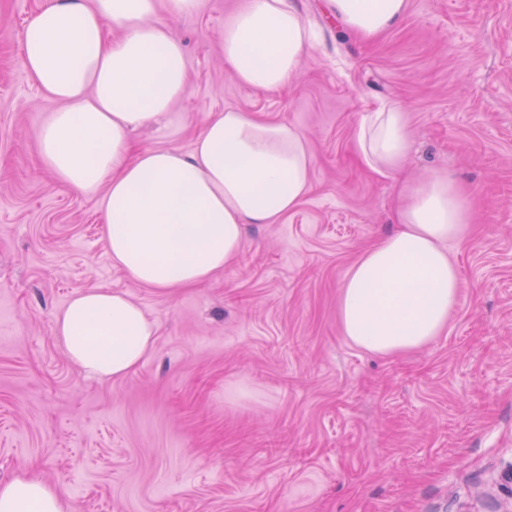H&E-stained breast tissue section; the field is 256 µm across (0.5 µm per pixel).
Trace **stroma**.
I'll list each match as a JSON object with an SVG mask.
<instances>
[{
	"mask_svg": "<svg viewBox=\"0 0 512 512\" xmlns=\"http://www.w3.org/2000/svg\"><path fill=\"white\" fill-rule=\"evenodd\" d=\"M39 2L0 0V482L39 478L77 512H512V0H408L373 40L300 0L319 40L277 92L224 68L244 0L171 18L189 92L136 145L189 153L233 106L295 124L314 155L293 212L172 294L113 265L102 193L57 185L37 157L58 108L20 61ZM384 100L415 139L399 177L352 147ZM429 168L469 196L472 223L448 244L464 288L433 341L373 354L343 334L340 289L393 229L402 178ZM88 288L126 293L156 326L124 378L88 376L55 341L56 315Z\"/></svg>",
	"mask_w": 512,
	"mask_h": 512,
	"instance_id": "stroma-1",
	"label": "stroma"
}]
</instances>
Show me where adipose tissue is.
Here are the masks:
<instances>
[{
	"label": "adipose tissue",
	"instance_id": "ef3b65f1",
	"mask_svg": "<svg viewBox=\"0 0 512 512\" xmlns=\"http://www.w3.org/2000/svg\"><path fill=\"white\" fill-rule=\"evenodd\" d=\"M197 0H42L21 38V63L61 107L39 153L55 181L104 190L112 263L164 293L211 279L234 261L252 224H277L311 188L305 135L284 120L229 107L212 113L190 154L133 148L132 130L167 117L188 91L186 51L168 19ZM349 32L371 39L397 25L408 0H327ZM316 35L297 0H246L224 26V68L259 91L283 89ZM414 147L404 108L363 114L355 149L375 174L398 172ZM472 220L465 189L429 172L404 183L396 229L366 250L339 299L345 336L382 355L419 348L444 330L462 288L443 245ZM57 344L91 376L121 378L153 348L156 329L126 295L78 292L57 315ZM0 512H74L31 477L0 483Z\"/></svg>",
	"mask_w": 512,
	"mask_h": 512
}]
</instances>
